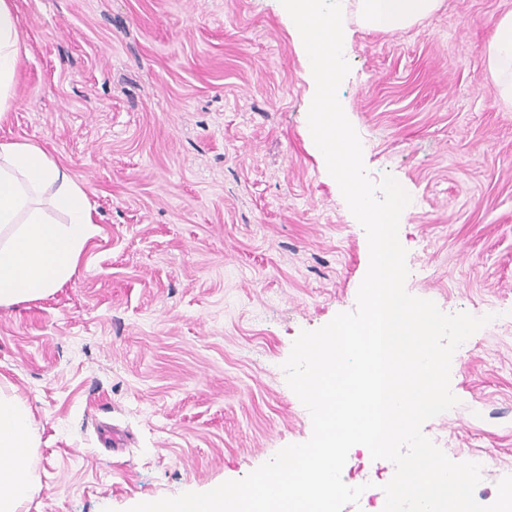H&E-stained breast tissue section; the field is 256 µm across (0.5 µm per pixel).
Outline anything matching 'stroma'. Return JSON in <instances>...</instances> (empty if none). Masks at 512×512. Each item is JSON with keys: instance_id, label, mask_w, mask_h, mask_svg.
Returning a JSON list of instances; mask_svg holds the SVG:
<instances>
[{"instance_id": "stroma-1", "label": "stroma", "mask_w": 512, "mask_h": 512, "mask_svg": "<svg viewBox=\"0 0 512 512\" xmlns=\"http://www.w3.org/2000/svg\"><path fill=\"white\" fill-rule=\"evenodd\" d=\"M0 141L83 188L99 233L69 283L0 308V381L30 407L27 512H127L239 480L312 434L283 363L353 310L364 229L312 149L314 96L278 0H16ZM512 0H442L408 29L347 12L339 95L373 182L410 203L405 282L495 315L458 348L447 456L512 475V106L485 46Z\"/></svg>"}]
</instances>
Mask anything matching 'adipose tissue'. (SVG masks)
Listing matches in <instances>:
<instances>
[{
    "label": "adipose tissue",
    "mask_w": 512,
    "mask_h": 512,
    "mask_svg": "<svg viewBox=\"0 0 512 512\" xmlns=\"http://www.w3.org/2000/svg\"><path fill=\"white\" fill-rule=\"evenodd\" d=\"M20 20L14 0H0V117L10 108L21 63ZM504 104L512 105V11L496 23L485 50ZM50 192L54 220L39 204ZM99 232L85 192L38 145L0 141V307L38 301L75 274ZM35 427L26 403L0 385V512H22L36 491Z\"/></svg>",
    "instance_id": "obj_1"
}]
</instances>
